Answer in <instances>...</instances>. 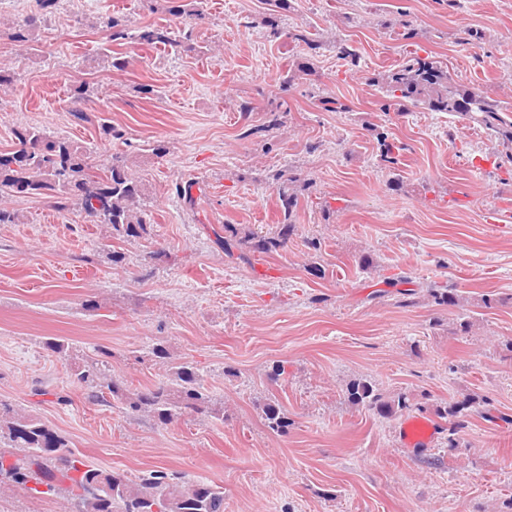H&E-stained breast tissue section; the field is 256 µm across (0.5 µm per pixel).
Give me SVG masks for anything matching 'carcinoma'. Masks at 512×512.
<instances>
[{
  "label": "carcinoma",
  "instance_id": "1",
  "mask_svg": "<svg viewBox=\"0 0 512 512\" xmlns=\"http://www.w3.org/2000/svg\"><path fill=\"white\" fill-rule=\"evenodd\" d=\"M60 5V0H36V10L18 22L15 39L26 41V32L35 27ZM276 37H285L286 50L309 43L305 31L278 29L268 20ZM106 42L131 38L121 20L107 23ZM137 41L156 48L172 43L170 31L153 26L141 31ZM336 54L350 67L360 65L356 49L343 39L336 41ZM383 97L398 106H426L434 112H449L480 125L487 135L508 151L512 160V121L503 113L509 108L497 97L457 83L451 73L430 57L413 55L388 70L381 80ZM88 85L74 91L71 116L78 122H90L82 109ZM14 147L0 151V197L44 196L52 207L67 212L75 206L90 222L106 227L110 236L140 239L150 235L151 218L141 208L142 186L125 156L114 155L97 167L82 145L65 138L50 139L38 130L20 127L13 130ZM278 187L281 220L268 235L251 237L252 250L271 253L287 244L295 232L293 213L298 204L299 174L279 170L271 175ZM224 254L242 243L233 224L224 225V236L216 238ZM428 297L438 306L460 307L463 296L455 288L435 283L427 288ZM155 357L169 364L168 376L151 387L134 392L126 384L106 373L111 352L97 349L95 356L73 363L72 375L91 388L92 397L106 402L119 400L132 413H145L161 425H168L186 412L220 416L206 392L203 375L191 362H176L162 345L153 348ZM347 401L366 406L391 418L410 409L406 393L386 397L367 379H354L346 388ZM479 398L467 395L462 400L438 407L436 415L449 422L448 447H459V435L467 426L472 408ZM266 426L275 434L288 429V416L281 406L268 402L262 408ZM6 480L34 495H52L67 489L73 496L76 512H224V492L202 481H185L183 476L158 467L136 482L116 472H107L84 460L67 439L50 429L39 418L0 403V480Z\"/></svg>",
  "mask_w": 512,
  "mask_h": 512
}]
</instances>
